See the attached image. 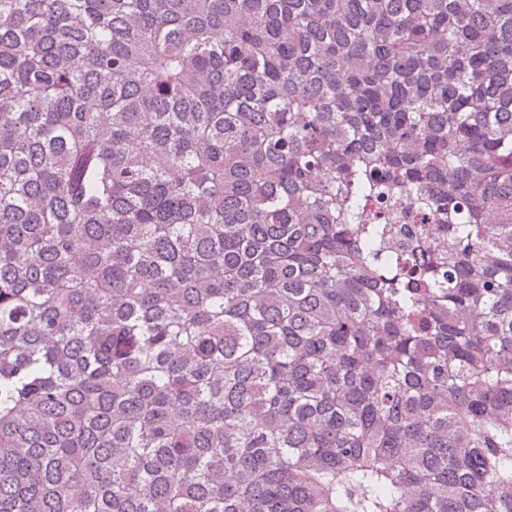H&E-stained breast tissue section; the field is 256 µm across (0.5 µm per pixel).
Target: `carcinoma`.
Here are the masks:
<instances>
[{
    "mask_svg": "<svg viewBox=\"0 0 512 512\" xmlns=\"http://www.w3.org/2000/svg\"><path fill=\"white\" fill-rule=\"evenodd\" d=\"M0 512H512V0H0Z\"/></svg>",
    "mask_w": 512,
    "mask_h": 512,
    "instance_id": "carcinoma-1",
    "label": "carcinoma"
}]
</instances>
